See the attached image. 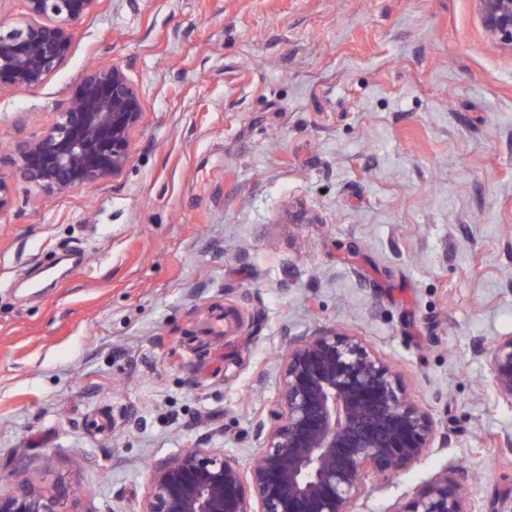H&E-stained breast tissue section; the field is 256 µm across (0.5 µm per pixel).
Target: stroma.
<instances>
[{
  "mask_svg": "<svg viewBox=\"0 0 512 512\" xmlns=\"http://www.w3.org/2000/svg\"><path fill=\"white\" fill-rule=\"evenodd\" d=\"M114 63L144 105L121 177L18 180L0 216V476L141 512L159 459L249 466L289 337L335 324L447 439L361 512L458 469L473 512H512L478 353L512 335V49L476 0H98L56 73L0 92V145Z\"/></svg>",
  "mask_w": 512,
  "mask_h": 512,
  "instance_id": "35a3bbf8",
  "label": "stroma"
}]
</instances>
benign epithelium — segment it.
Here are the masks:
<instances>
[{
	"instance_id": "benign-epithelium-1",
	"label": "benign epithelium",
	"mask_w": 512,
	"mask_h": 512,
	"mask_svg": "<svg viewBox=\"0 0 512 512\" xmlns=\"http://www.w3.org/2000/svg\"><path fill=\"white\" fill-rule=\"evenodd\" d=\"M97 0H26L34 21L0 22V90L36 89L69 56L71 26ZM488 34L512 48V0H477ZM144 112L118 64L86 70L67 105L42 134L12 144L0 170V214L19 177L64 194L125 170ZM499 398L512 404V335L484 352ZM260 423L257 462L243 467L218 448L196 445L151 467L141 512H357L390 474L405 472L437 439L430 412L410 397L402 375L363 340L335 326L288 338L278 398ZM64 495L33 483L0 493V512H66ZM392 512H471L461 481L439 475Z\"/></svg>"
}]
</instances>
